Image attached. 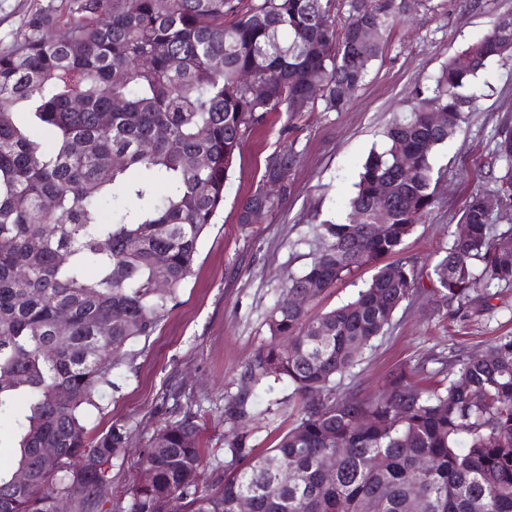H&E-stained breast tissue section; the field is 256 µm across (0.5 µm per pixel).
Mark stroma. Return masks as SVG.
I'll list each match as a JSON object with an SVG mask.
<instances>
[{"label": "stroma", "instance_id": "1", "mask_svg": "<svg viewBox=\"0 0 512 512\" xmlns=\"http://www.w3.org/2000/svg\"><path fill=\"white\" fill-rule=\"evenodd\" d=\"M67 10L68 0H0V50L39 12L51 16L45 37L58 38ZM508 13L512 0H407L406 17L386 31L381 53L343 111L327 112L318 103L299 114L268 115L232 163L224 204L199 242L175 306L152 336L131 344L133 358L117 369L115 388L104 394L102 411L89 423L92 432L124 426L130 434L127 461H133L158 427L189 410L204 425L203 446L210 452L236 433L224 407L243 394L248 447L263 450L274 430L293 425L292 387L284 381L254 385L244 371L269 339L266 316L289 277L302 274L313 260L311 224L342 217L362 164L380 147L385 126L401 113L414 85L430 84L449 57L475 44ZM480 80L477 111L433 155L436 205L403 246L404 256L421 266L450 247L466 199L494 187L496 131L502 121H512V62L490 63ZM285 138L301 152L288 174V195L259 223L241 226L238 208ZM373 272L370 266L353 270L315 301L313 312L352 300ZM504 336H512V286L461 308L437 303L425 277L384 334L337 377L336 387L368 396L380 392L397 367L433 376L461 354L483 351Z\"/></svg>", "mask_w": 512, "mask_h": 512}]
</instances>
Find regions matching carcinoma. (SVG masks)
Returning <instances> with one entry per match:
<instances>
[{"label":"carcinoma","instance_id":"1","mask_svg":"<svg viewBox=\"0 0 512 512\" xmlns=\"http://www.w3.org/2000/svg\"><path fill=\"white\" fill-rule=\"evenodd\" d=\"M397 19L395 0H350L340 28L336 0H70L61 38L44 37L46 19L35 15L0 51V415L20 396L27 404L12 414L15 464L0 470V512H57L62 499L86 512L111 482L129 435L116 424L93 435L89 416L102 410L98 395L114 387L132 341L151 336L175 304L235 154L271 112H306L319 100L342 111ZM365 27L374 40H362ZM492 60L512 61V14L415 89L362 164L344 217L314 225V258L288 277L267 315L270 341L245 370L253 383L288 381L296 424L262 452L242 432L208 454L187 412L156 431L105 512H236L243 496L254 512H512V338L451 364L440 387L399 367L373 397L336 390L418 288L402 245L435 207L434 152L465 123ZM250 80L264 98L249 93ZM160 129L167 137H156ZM494 156L493 192L508 216L507 121ZM297 158L285 129L238 223L279 205L288 183L273 195L265 187ZM484 196L465 202L452 245L433 261V288L448 304L512 284V249L499 246L512 225L494 230ZM368 264L375 273L356 298L311 313ZM294 295L306 296L302 306ZM62 311L70 332L57 339ZM46 446L57 450L51 466ZM326 457L335 458L333 483L321 478ZM21 469L24 485L14 482Z\"/></svg>","mask_w":512,"mask_h":512}]
</instances>
